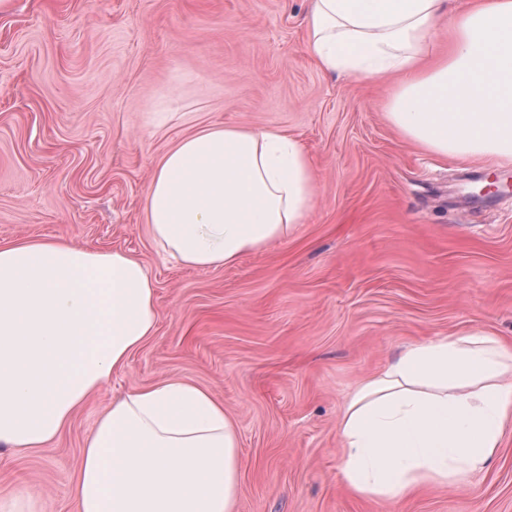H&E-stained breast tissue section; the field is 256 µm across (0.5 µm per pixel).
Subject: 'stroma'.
<instances>
[{
  "label": "stroma",
  "mask_w": 512,
  "mask_h": 512,
  "mask_svg": "<svg viewBox=\"0 0 512 512\" xmlns=\"http://www.w3.org/2000/svg\"><path fill=\"white\" fill-rule=\"evenodd\" d=\"M307 0H10L0 11V243L123 250L155 282V335L45 447H0V500L77 512L69 481L113 398L169 376L238 429L239 512H512V422L484 468L399 501L343 485L338 418L408 345L482 331L512 347V163L445 158L385 118L391 79L328 74ZM286 131L316 203L235 264L167 257L150 177L212 125ZM495 175L499 188L473 195Z\"/></svg>",
  "instance_id": "1"
}]
</instances>
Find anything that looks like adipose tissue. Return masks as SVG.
Masks as SVG:
<instances>
[{
    "label": "adipose tissue",
    "mask_w": 512,
    "mask_h": 512,
    "mask_svg": "<svg viewBox=\"0 0 512 512\" xmlns=\"http://www.w3.org/2000/svg\"><path fill=\"white\" fill-rule=\"evenodd\" d=\"M307 50L328 73L397 82L386 118L444 157L512 162V0H310ZM447 46L430 52L438 30ZM310 160L280 130L211 125L156 165L145 220L195 268L234 264L305 223ZM155 286L121 251L61 239L0 245V446L43 447L155 333ZM512 419V350L483 333L409 345L363 380L338 422L339 473L399 500L481 471ZM242 460L224 404L167 377L112 401L71 488L79 512H238Z\"/></svg>",
    "instance_id": "adipose-tissue-1"
}]
</instances>
